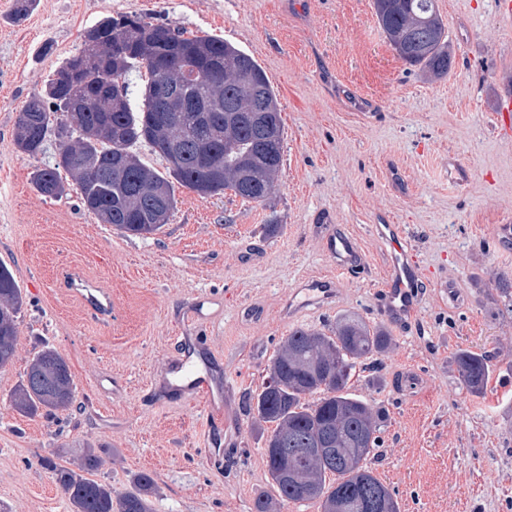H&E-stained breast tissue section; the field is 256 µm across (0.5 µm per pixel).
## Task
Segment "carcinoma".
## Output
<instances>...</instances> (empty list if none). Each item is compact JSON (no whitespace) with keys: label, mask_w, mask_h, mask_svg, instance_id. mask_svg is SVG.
I'll use <instances>...</instances> for the list:
<instances>
[{"label":"carcinoma","mask_w":512,"mask_h":512,"mask_svg":"<svg viewBox=\"0 0 512 512\" xmlns=\"http://www.w3.org/2000/svg\"><path fill=\"white\" fill-rule=\"evenodd\" d=\"M378 24L397 57L436 78L448 75L452 52L448 31L435 0H373ZM89 39L79 57L86 59L80 79L69 86L67 59L42 94L32 95L18 112L14 142L19 152L35 157L44 151L56 126L61 135L58 160L33 173L37 191L49 198L66 193V173L78 185L83 209L129 235L147 236L160 224H137L132 214L153 206L135 196L133 185L152 183L163 190L160 207L167 215L176 208L174 184L195 191L205 176L197 149L220 160L224 180L211 195L230 190L248 202H263L273 192L282 167L284 125L279 101L261 66L233 44L212 36H186L167 24L141 15L109 16L86 32ZM146 69L147 84L136 88L133 73ZM187 84L186 103L161 112L157 96L163 83ZM263 100L272 134L254 121ZM207 100L212 112L195 111ZM147 144L168 158V145L183 148L182 163L160 172L139 157L136 147ZM23 295L12 272L0 263V365L16 353L18 314ZM392 339L382 325L371 326L355 314L336 319L330 332L296 328L282 341L272 366L275 383L264 384L251 398L253 423L273 425L266 440L288 429V447L321 448L318 455H292L295 477L280 479L276 458L267 455L274 493L255 499V512H270L277 499L320 501L328 498L358 505L372 494L386 497L388 512H399L397 493L365 464L381 446L385 412L350 392V381L362 362L384 352ZM461 381L472 393L482 392L490 376L483 354L461 350L456 356ZM316 396L313 402L306 401ZM75 380L66 358L46 348L28 365L25 379L12 395L15 408L34 416L57 414L74 403ZM73 512H152L154 481L140 473L133 488L121 493L93 479L103 458L93 448L68 467L44 460Z\"/></svg>","instance_id":"obj_1"}]
</instances>
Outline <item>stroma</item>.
Segmentation results:
<instances>
[{
    "label": "stroma",
    "instance_id": "1",
    "mask_svg": "<svg viewBox=\"0 0 512 512\" xmlns=\"http://www.w3.org/2000/svg\"><path fill=\"white\" fill-rule=\"evenodd\" d=\"M496 2L437 0L454 57L434 79L395 56L373 0H37L18 22L14 0H0V262L24 297L16 357L0 368L5 512H72L41 460L63 464L89 446L113 489L153 478L152 512H254L271 479L249 399L289 331L325 330L349 313L392 337L378 371H357L351 391L387 411L367 465L396 490L400 512H512V297L495 288L512 278V130L494 119L512 95V21ZM119 13L219 36L261 66L284 123L282 171L264 203L179 186L168 224L138 237L98 223L77 186L58 199L37 192L33 173L53 162L59 138L49 134L43 155L20 154L16 116L86 32ZM330 218L368 266L290 319L289 301L305 298L298 284L331 272L316 231ZM376 224L401 225L423 276L454 278L453 300L427 287L415 315L386 320L391 248ZM72 265L110 292L111 320L63 287ZM46 347L70 365L75 407L25 416L10 395ZM462 349L487 357L483 393L460 381ZM185 354L199 357L201 379L228 380L215 417L177 388L156 389L168 360Z\"/></svg>",
    "mask_w": 512,
    "mask_h": 512
}]
</instances>
